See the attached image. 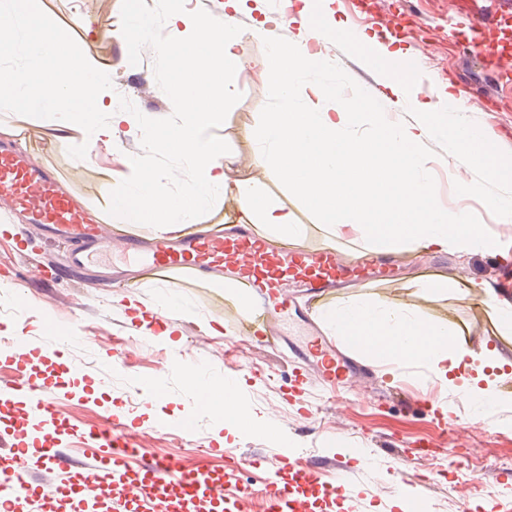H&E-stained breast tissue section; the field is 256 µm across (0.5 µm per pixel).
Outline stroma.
I'll return each mask as SVG.
<instances>
[{"label": "stroma", "mask_w": 512, "mask_h": 512, "mask_svg": "<svg viewBox=\"0 0 512 512\" xmlns=\"http://www.w3.org/2000/svg\"><path fill=\"white\" fill-rule=\"evenodd\" d=\"M461 2L384 0L381 7L365 9L359 0H322V8L331 25L360 38L375 37L389 54L416 63L421 77L415 92L408 95L364 63H356L349 71L358 84L370 87L384 109L396 112L398 121L411 123V110H426L445 96L454 98L458 110L486 137L512 153V77L485 67L482 57L462 60L456 44L467 36L472 15L461 9ZM121 5L122 0H44V11L70 31L84 55L96 59L113 85L122 87L125 97L144 115L169 117L173 104L155 81L153 50L144 49L139 65L128 62ZM272 11L273 0H247L237 16L245 69L237 90L223 104V121L210 129L209 136L218 155L230 158L229 179L249 178L262 185L293 213L297 223L305 225L304 246L316 249L327 241L325 227L282 186L255 136L268 85L259 76L266 59L263 40L253 36L252 30ZM399 11L404 12L405 21L397 33H388L387 17ZM487 84L503 86V95L492 101L470 97L471 88ZM0 124L24 133L26 146L40 150L64 188L91 212L111 220V160L141 154L138 126H121L111 151L92 150L76 159L68 149L84 143L81 129L55 135L40 119H21L7 112H0ZM426 169L437 191L447 192L449 210L474 213L497 235L499 244H512V224L498 223L479 199L453 194L454 183L462 179L455 157L437 151ZM393 257L404 267L399 278L345 289L336 295L335 305L352 295L370 303L389 302L427 324L456 327L468 348L476 351L484 346L509 361L495 371L486 401L441 382L427 364L390 365V374L400 377L409 392H435L449 420L468 424L464 436L449 435L447 449L415 461L408 482L398 471L397 449L434 438L437 430L431 420L377 404L370 391L353 393L340 405L322 403L316 391L291 392L292 368L285 357L233 338L248 300L225 282L184 279L172 285L154 280L124 291L94 288L87 282L63 283L50 290L25 285L31 266L58 264L62 250L2 206L0 335L26 336L33 364L17 367L8 350L0 348V386L21 378L32 384L51 383L59 414L74 428L103 427L110 416H121L147 454L173 458L186 467L220 473L227 463L249 458L236 488L258 496L271 483L284 480L269 467V459L294 448L336 458L345 489L323 502L321 512H399L397 501L417 492L427 512H481L491 502L498 503L502 512H512V334L498 332L483 296L493 253L401 247ZM442 258L467 269L473 283L469 292L453 285L435 292L419 277V269ZM165 297L177 307L173 322L163 332L147 316ZM48 321L71 335L64 354L78 366V374H61L51 367L48 355L56 343L44 329ZM211 327L216 330L212 336L207 333ZM117 352L125 353V361L114 360ZM187 366L237 384L242 408L266 416L269 431L228 436L222 422L211 418L194 436H186L179 423L194 412L197 399L194 387L182 375ZM162 370L167 373V395L154 403L141 382ZM457 448L468 449L467 458L454 460Z\"/></svg>", "instance_id": "1"}]
</instances>
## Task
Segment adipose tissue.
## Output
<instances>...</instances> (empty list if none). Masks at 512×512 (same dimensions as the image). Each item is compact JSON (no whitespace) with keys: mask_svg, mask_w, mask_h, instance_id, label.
Segmentation results:
<instances>
[{"mask_svg":"<svg viewBox=\"0 0 512 512\" xmlns=\"http://www.w3.org/2000/svg\"><path fill=\"white\" fill-rule=\"evenodd\" d=\"M245 3L246 0H224L223 38L218 42L206 40L199 16L176 10L167 14L168 29L184 31L203 47L202 53L189 54L180 44H164L167 54L189 80L174 92L186 121L170 138L160 142L159 148L175 152L194 168L196 178L187 187L193 204L184 206L162 193L158 178L134 163L130 175L118 178L123 195L112 198V214L120 223H146L169 232L180 226L182 217L199 214L212 191L226 189L237 196L249 223L258 225L265 234L285 242L304 237V226L295 223L291 213L269 198L259 184L247 178L228 180L208 135L209 129L224 118L216 108L217 100L232 95L240 80L242 40L234 21ZM324 318L340 336L353 335L350 321L358 319L363 334L360 347L375 360L389 363L423 358L443 381L459 368H469L470 374L461 385L471 393L480 392L482 382L489 379V370L505 364L504 358L494 352L483 357L472 354L458 329L430 326L391 307L374 309L350 304L327 309Z\"/></svg>","mask_w":512,"mask_h":512,"instance_id":"1","label":"adipose tissue"}]
</instances>
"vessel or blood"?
Returning a JSON list of instances; mask_svg holds the SVG:
<instances>
[{
	"label": "vessel or blood",
	"instance_id": "b4317fda",
	"mask_svg": "<svg viewBox=\"0 0 512 512\" xmlns=\"http://www.w3.org/2000/svg\"><path fill=\"white\" fill-rule=\"evenodd\" d=\"M1 200L36 225L50 242L68 249L62 264L34 268L35 279L42 283L82 279L107 251L126 255L145 280L206 281L221 276L252 299L253 308L240 320L236 336L254 341L261 349H288L295 386L327 389V400L334 404L345 391L373 375V365L360 364L336 348L324 335L317 315L337 289L394 277L393 260L362 256L350 262L328 245L310 249L273 241L253 224H190L172 235L143 237L126 226L91 218L52 168L12 145L0 144ZM97 269L102 287H128L125 272L110 266ZM491 280L496 288L512 286V257H494ZM190 380L198 401L193 416L182 423L189 432L211 413L207 379L194 374ZM0 400L27 409L25 419L12 428L7 454L0 456V512H34L41 492L25 477L27 446L38 444L47 469L66 467L68 456L61 443L72 429L57 411L49 386H1ZM80 437L97 447L94 462L56 488L60 495L78 493L80 512H99L103 507L108 512H198L204 503L223 504L225 512H304V502L290 496L289 487L320 488L321 471L329 465L327 458L300 451L275 459L276 469L286 473L287 480L258 503L245 492L224 496L225 484L237 479L234 467L217 477L184 468L170 458H156L131 469L129 459L141 450L126 425L91 428Z\"/></svg>",
	"mask_w": 512,
	"mask_h": 512
}]
</instances>
